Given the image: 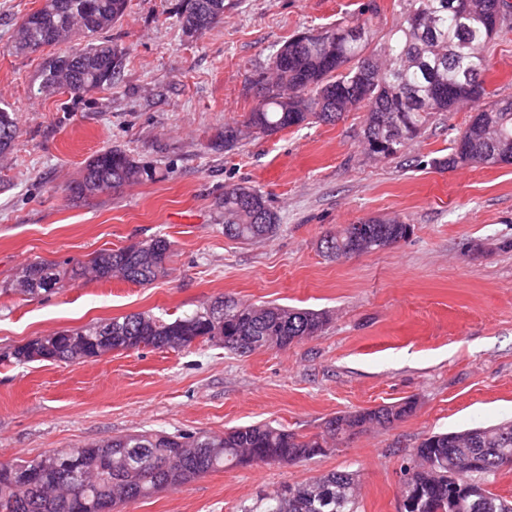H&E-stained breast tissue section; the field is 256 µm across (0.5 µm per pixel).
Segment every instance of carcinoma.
Returning a JSON list of instances; mask_svg holds the SVG:
<instances>
[{"label":"carcinoma","instance_id":"1","mask_svg":"<svg viewBox=\"0 0 512 512\" xmlns=\"http://www.w3.org/2000/svg\"><path fill=\"white\" fill-rule=\"evenodd\" d=\"M226 0H179L177 15L183 33L205 35L224 19ZM403 22L394 31L397 52H368L370 19L338 21L319 30L301 32L286 42L277 64L259 73L258 101L243 126L226 125L214 143L230 151L244 132L271 136L290 127L334 123L347 112H365L362 145L368 154L399 153L439 112L478 103L488 96L486 48L512 15L508 0H406ZM129 0H44L18 29L15 48L35 52L61 45L74 33L93 38L125 14ZM126 53L107 42L91 41L52 57L41 71L48 89H65L74 96L110 87L121 76ZM18 137L14 114L0 108V155L12 150ZM512 149V99L493 100L475 109L448 156L434 159L443 168L498 165ZM156 169L113 147L98 152L70 187L84 199V189L121 191L154 180ZM224 210V236L231 240H267L280 230V218L259 190L233 184L219 201ZM411 225L396 218L372 216L330 231L319 248L329 259L370 254L402 241ZM171 241L164 237L136 245L104 249L88 261L61 266L46 260L26 265L11 289L22 295L50 294L87 273L99 279L119 278L140 285L171 274ZM224 317V349L248 356L258 350H282L320 335L330 323L327 311L275 303H252L217 297L196 312L173 320L134 313L107 323L63 329L41 336L10 352L18 364L40 347L55 361L67 362L78 350L70 337L81 336L94 347L107 334L110 350L143 345L179 351L194 343L213 341V318ZM415 410L403 401L339 414L324 421L321 431L300 435L269 423L229 429L222 435L179 434L181 442L142 431L112 437V464L102 460L103 448L90 443L62 448L61 457L44 466L36 459L0 461V512H104L112 503L128 504L167 487L183 485L216 470L255 464L294 463L319 456L320 448H336L350 436L371 427L389 428ZM82 460L78 473L67 461ZM41 469L37 481L23 492L13 481L20 469ZM512 470V419L447 433H434L413 449L403 466L405 493L416 492L417 512H450L454 501H480L474 512H512V500L490 489L497 476ZM360 485L349 471H331L309 480L262 490L238 512H360Z\"/></svg>","mask_w":512,"mask_h":512}]
</instances>
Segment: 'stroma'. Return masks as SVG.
<instances>
[{"label": "stroma", "instance_id": "1", "mask_svg": "<svg viewBox=\"0 0 512 512\" xmlns=\"http://www.w3.org/2000/svg\"><path fill=\"white\" fill-rule=\"evenodd\" d=\"M177 3L131 0L102 33L127 52L120 79L77 98L40 87L56 47L14 48L43 0H0V107L19 126L0 157V287L35 259L85 261L155 235L173 244L171 276L150 285L80 279L48 296L0 294V460L143 430L220 434L269 422L312 434L332 416L410 399V417L325 456L209 472L119 508L237 512L260 490L347 470L359 479L360 512H400L401 467L423 438L512 417V164L432 166L465 130L462 110L436 115L389 158L364 153L360 112L214 149L255 105L256 73L285 41L374 7L370 48L386 49L405 0H236L196 40L182 33ZM488 60L487 91L512 98V27ZM111 147L160 177L73 199L86 162ZM242 182L279 214L275 237H225L217 203ZM371 216L401 217L412 233L383 251L323 256L327 232ZM220 296L333 319L319 336L246 357L198 342L89 362L4 359L58 330L133 313L183 317Z\"/></svg>", "mask_w": 512, "mask_h": 512}]
</instances>
